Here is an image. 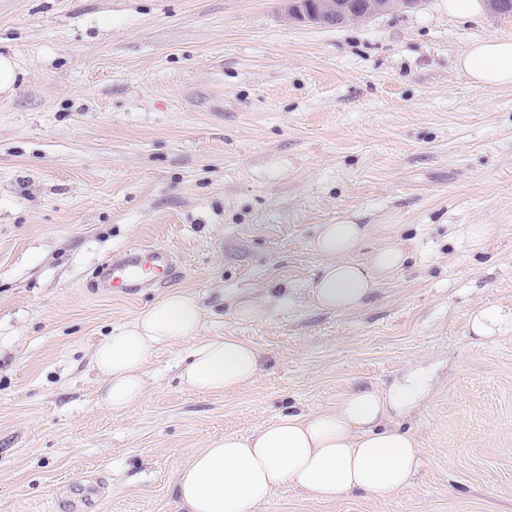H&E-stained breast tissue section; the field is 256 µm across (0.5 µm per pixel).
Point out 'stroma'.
<instances>
[{"label": "stroma", "mask_w": 512, "mask_h": 512, "mask_svg": "<svg viewBox=\"0 0 512 512\" xmlns=\"http://www.w3.org/2000/svg\"><path fill=\"white\" fill-rule=\"evenodd\" d=\"M512 15L462 22L443 0L342 27L279 0H0V512H176L178 469L224 435L334 407L425 373L390 413L422 451L409 486L320 502L294 486L258 512H512V330L475 342L470 313L512 315V86L458 66ZM323 224H367L402 269L358 307L307 288ZM490 234L473 242L469 225ZM164 245L167 285L105 294L113 253ZM195 295L201 333L261 353L250 385L189 388L190 342L155 350L114 411L93 356L159 298ZM241 300L264 302L240 321Z\"/></svg>", "instance_id": "1"}]
</instances>
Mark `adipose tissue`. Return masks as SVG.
Listing matches in <instances>:
<instances>
[{
	"mask_svg": "<svg viewBox=\"0 0 512 512\" xmlns=\"http://www.w3.org/2000/svg\"><path fill=\"white\" fill-rule=\"evenodd\" d=\"M458 65L474 84L512 85V35L473 42ZM366 233L363 224L321 225L314 247L326 263L308 288L314 305L331 311L358 307L402 267L407 255L396 244L381 246L368 261H351ZM203 320L194 295L174 292L106 337L94 353L104 403L115 411L138 403L151 351L180 340L193 343L181 372L190 387L248 386L259 372V352L235 336L201 337ZM427 387L424 374L411 371L385 390H351L333 408L283 414L252 434L213 439L177 473V512H256L274 489L287 484L321 502L353 491L381 496L405 487L420 467L421 450L413 438L383 427L382 421L389 411L423 399Z\"/></svg>",
	"mask_w": 512,
	"mask_h": 512,
	"instance_id": "1",
	"label": "adipose tissue"
}]
</instances>
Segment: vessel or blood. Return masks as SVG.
<instances>
[{"label":"vessel or blood","instance_id":"vessel-or-blood-1","mask_svg":"<svg viewBox=\"0 0 512 512\" xmlns=\"http://www.w3.org/2000/svg\"><path fill=\"white\" fill-rule=\"evenodd\" d=\"M175 254L165 246L150 245L113 254L100 272L101 286L115 296H134L166 284L177 272Z\"/></svg>","mask_w":512,"mask_h":512}]
</instances>
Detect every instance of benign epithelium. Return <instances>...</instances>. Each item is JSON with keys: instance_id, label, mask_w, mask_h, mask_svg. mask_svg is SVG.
Masks as SVG:
<instances>
[{"instance_id": "1", "label": "benign epithelium", "mask_w": 512, "mask_h": 512, "mask_svg": "<svg viewBox=\"0 0 512 512\" xmlns=\"http://www.w3.org/2000/svg\"><path fill=\"white\" fill-rule=\"evenodd\" d=\"M281 12L288 21L310 22L313 24L337 27L348 19L360 15L369 19L393 11L404 3L415 5L413 0H280Z\"/></svg>"}]
</instances>
